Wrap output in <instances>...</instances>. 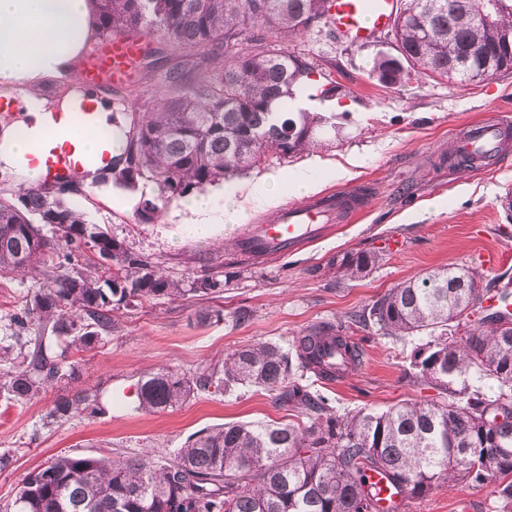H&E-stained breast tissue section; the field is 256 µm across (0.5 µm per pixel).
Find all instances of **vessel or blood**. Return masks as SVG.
I'll use <instances>...</instances> for the list:
<instances>
[{"mask_svg":"<svg viewBox=\"0 0 512 512\" xmlns=\"http://www.w3.org/2000/svg\"><path fill=\"white\" fill-rule=\"evenodd\" d=\"M395 0H330L328 20L336 36L355 45H364L388 29L394 19ZM142 44L125 35H114L91 52L83 67V79L96 86L102 81L124 86L137 76L136 65ZM101 125V115L93 104L80 105L75 112H46L42 127L56 131L55 139L37 143L25 155L23 166L37 170L44 186L79 180L96 187L112 163V140L100 135L94 153H86L75 140L76 130H93ZM512 132V115L467 126L453 137L456 156L476 157L483 161L498 160L508 133ZM364 209L363 199L340 190L282 209L271 224L246 226L238 238L240 250L276 255L299 249L304 243L327 235L335 224L347 223Z\"/></svg>","mask_w":512,"mask_h":512,"instance_id":"vessel-or-blood-1","label":"vessel or blood"}]
</instances>
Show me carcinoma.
Wrapping results in <instances>:
<instances>
[{
    "label": "carcinoma",
    "mask_w": 512,
    "mask_h": 512,
    "mask_svg": "<svg viewBox=\"0 0 512 512\" xmlns=\"http://www.w3.org/2000/svg\"><path fill=\"white\" fill-rule=\"evenodd\" d=\"M492 22L487 0H407L395 20L396 45L407 67L398 85L418 74L460 84L489 77L486 64L512 45V0H497ZM328 0H96L100 41L121 34L144 42L149 66L160 39L190 57L170 69L142 116L125 114L122 153L102 181L134 189L152 179L142 212L231 181L259 167L266 154L301 155L336 130V116L292 112L296 91L318 70L288 51V41L327 23ZM253 32L255 46L233 56L224 50ZM74 186L58 192L21 187L0 197V274L34 276L23 311L11 315L0 337V396L22 405L78 374L76 352L103 346L119 313L142 302L160 303L221 292L210 277L173 279L147 257L87 223L72 205ZM371 251L346 253L336 263L342 279H359L378 262ZM488 288L475 290L464 268L433 270L398 284L351 318L400 339L433 336L410 355L412 378L442 391V400L401 401L383 411L340 414L331 400L295 380L310 372L330 381L321 354L336 348L347 370L361 360L360 345L343 325L307 328L288 351L272 342L244 346L192 371L165 366L144 373L135 410H174L200 395L240 387L275 392V402L304 421L228 423L189 437L160 462L135 455L47 461L23 480L12 512H379L377 473L403 498L440 487L495 484L512 512V328L486 314L459 334L468 311L482 308ZM37 327L38 335L26 331ZM498 383L488 396L453 382L470 374ZM106 412L98 388L57 397L46 423Z\"/></svg>",
    "instance_id": "1"
}]
</instances>
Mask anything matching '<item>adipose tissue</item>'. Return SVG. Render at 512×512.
<instances>
[{"mask_svg": "<svg viewBox=\"0 0 512 512\" xmlns=\"http://www.w3.org/2000/svg\"><path fill=\"white\" fill-rule=\"evenodd\" d=\"M96 31L95 0H0V104L5 109L23 106L29 117L41 112H67L74 102L88 99L111 127L108 97L77 78L76 65ZM67 79L69 89L61 101L42 96L49 80ZM33 148L13 124L0 126V176L19 185L34 184L33 170L20 164ZM317 184L313 169L293 171L286 182L262 179L248 191L259 205L275 207L283 195H309Z\"/></svg>", "mask_w": 512, "mask_h": 512, "instance_id": "obj_1", "label": "adipose tissue"}]
</instances>
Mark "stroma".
I'll return each mask as SVG.
<instances>
[{"label":"stroma","instance_id":"obj_1","mask_svg":"<svg viewBox=\"0 0 512 512\" xmlns=\"http://www.w3.org/2000/svg\"><path fill=\"white\" fill-rule=\"evenodd\" d=\"M288 49L313 60L322 82L339 85L337 98L316 99L312 109L335 113L340 131L328 145L288 159L268 154L260 167L237 176L232 189L244 208L241 224L220 223L210 237H198L190 214L177 200L144 219L141 196L152 189L145 180L134 192L103 182L73 195L86 222L99 225L130 251L150 256L167 275L213 277L223 281L224 290L129 311L104 347L79 354L77 382L58 385L41 399L1 414L0 453L14 457L0 471L1 504L12 501L23 479L57 455L149 449L165 460L196 431L223 423L291 418L289 410L276 405L273 393L253 388L197 397L173 411H135L132 392L150 368L163 365L183 372L256 342L290 345L306 328L347 321L389 288L443 267L473 269L488 284L494 274L483 265L481 253L491 247L512 252V206L504 202L512 193V148L492 167H463L452 156V137L466 125L512 114V70L470 85L426 77L386 88L370 70L378 51H393L392 33L354 47L336 40L329 28L315 27L289 41ZM183 55V50L164 46L163 63L141 69L137 86L113 93V102L125 112H146L167 68ZM313 159L320 162L319 193L367 189L363 212L299 252L254 265L235 264L225 242L237 239L242 224L270 223L277 215L246 201L245 182L286 177ZM341 166L349 167V176L337 177ZM357 250L378 253V263L365 277L337 278L332 262ZM242 305L252 308L253 317L238 326L230 314ZM355 336L363 350L356 370L332 382L307 379L339 412L437 400L436 388L413 384L408 377L410 354L426 343V336L399 340L372 329L356 330ZM87 385L111 393L105 415L45 424L57 395ZM465 502L473 512H501L490 484L440 488L405 501L401 512H460Z\"/></svg>","mask_w":512,"mask_h":512}]
</instances>
